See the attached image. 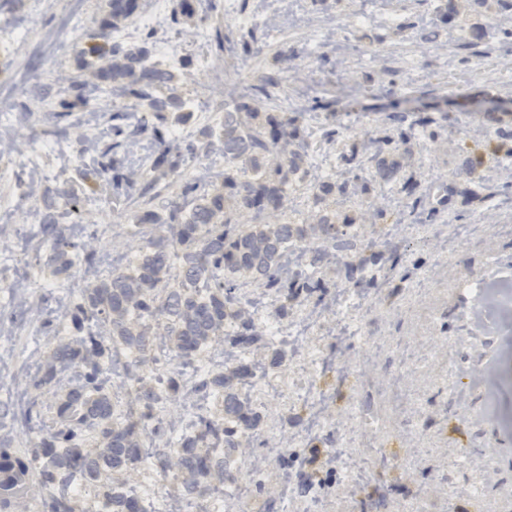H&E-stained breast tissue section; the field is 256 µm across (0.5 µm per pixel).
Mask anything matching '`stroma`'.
Wrapping results in <instances>:
<instances>
[{
    "label": "stroma",
    "instance_id": "obj_1",
    "mask_svg": "<svg viewBox=\"0 0 512 512\" xmlns=\"http://www.w3.org/2000/svg\"><path fill=\"white\" fill-rule=\"evenodd\" d=\"M225 0H197L193 16L167 19L170 33L189 37L203 26L224 41H208V72L197 71L188 56L180 98L204 88L224 111L244 103L261 115L295 118L307 142L313 172L336 173L340 156L361 149L364 140L396 136L395 127L376 113H450L436 140L414 141L400 155L406 173L422 182L428 202L448 184L459 183L471 155V117L497 110L512 123V44L498 31L512 28L497 0L479 7L463 0L453 24H443L441 0H235V16ZM275 19L278 37L263 25L244 27L236 15ZM105 15L103 0H13L0 12V31L20 37L12 52L0 53V111H25L24 121L0 128L13 150L0 157L8 173L0 179V291L14 290L0 302V440L23 453L54 427L56 408L70 385L55 377L42 388L54 343L97 333L95 324L75 327L70 313L83 293L134 262L140 225L136 217L160 214L181 201L184 181L200 189L218 187L224 154L207 149L223 124L190 108L168 115L177 149L175 170L153 167L149 152L130 146L117 156V172H143L159 178L162 192L151 203L126 189H96L83 180L72 153L98 155L112 139V123L100 116L86 126L72 112L67 135H54L52 151L32 163L27 140H42L57 125L51 101L63 96L80 76L81 48ZM83 20L74 29L75 20ZM487 30L477 50L463 49L473 27ZM279 84V103L269 105L250 89L264 75ZM358 121H351V114ZM340 128L337 144L326 143L325 127ZM370 178V202L398 218V250L378 287L357 290L335 267L321 269L320 286L301 303L281 305L252 280L237 281L240 294L263 305L260 323L275 320L280 332L263 334L261 359L266 382L276 385L269 400L264 385L251 398L262 418V433L247 451H228L224 498L179 496L176 471H161L147 458L138 472L113 475L114 484L141 491L153 512H401L413 495L427 499L432 512H512V329L488 326L476 313L479 284L512 277V170L497 171L491 199L456 194L450 208L430 221L404 220L408 202L395 186ZM71 227L66 263H49L53 244L45 220ZM92 261H85L86 247ZM324 315V326L297 344L291 333L310 311ZM319 392L329 399V416L318 435L319 448H341L364 467L368 482H351L337 462L295 474L288 457L304 454L307 408L301 398ZM37 405L40 420L21 427L23 410ZM356 415H349V407ZM384 447L387 458L373 451ZM263 482L248 499L236 496L255 461ZM295 491L281 498L285 481Z\"/></svg>",
    "mask_w": 512,
    "mask_h": 512
}]
</instances>
